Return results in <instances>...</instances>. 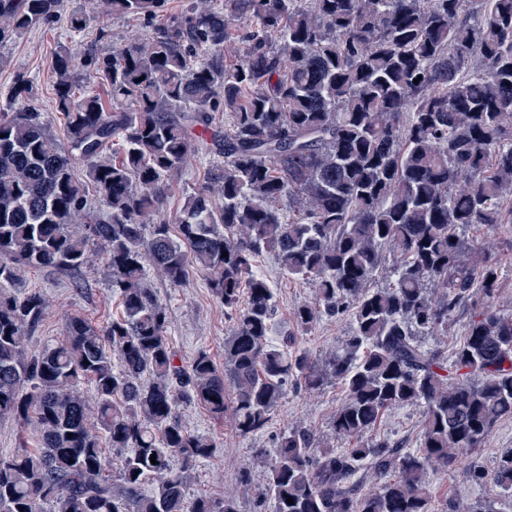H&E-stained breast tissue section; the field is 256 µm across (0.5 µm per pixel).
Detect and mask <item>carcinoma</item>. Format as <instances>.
Wrapping results in <instances>:
<instances>
[{
    "instance_id": "carcinoma-1",
    "label": "carcinoma",
    "mask_w": 512,
    "mask_h": 512,
    "mask_svg": "<svg viewBox=\"0 0 512 512\" xmlns=\"http://www.w3.org/2000/svg\"><path fill=\"white\" fill-rule=\"evenodd\" d=\"M165 3L92 5L151 22ZM64 11L65 0H0V43ZM241 18L249 25L228 64L224 42ZM52 75L66 143L29 104L22 76L0 115V418L31 422L38 436L36 448L0 456V512H238L232 499L188 497L215 445L183 427L180 408H230L236 431L257 435L288 387L315 390L327 375L347 392L332 432L354 447L281 435L259 506L432 512L428 470L448 469L512 416V317L486 307L449 368L418 339L475 286L493 293L495 268L466 263L454 228L512 222V0H189L108 55L60 48ZM99 85L108 100L89 92ZM220 112L224 165L210 178L221 203L202 187L174 236L160 201L203 152L192 132ZM94 243L121 317L98 329L73 314L63 340L28 351L49 301L19 287L25 273L78 272ZM264 251L314 288L293 311L298 329L352 311L351 336L325 365L268 344L274 294L253 271ZM189 259L224 306L246 296L222 369L205 352L179 361L167 307L146 284L152 268L180 285ZM386 264L393 283L370 288ZM431 288L442 292L433 299ZM407 404L425 412L417 449L361 441ZM364 468L378 483L357 490ZM491 481L512 496V448Z\"/></svg>"
}]
</instances>
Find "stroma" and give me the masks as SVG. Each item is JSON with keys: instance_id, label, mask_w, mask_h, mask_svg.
Wrapping results in <instances>:
<instances>
[{"instance_id": "35a3bbf8", "label": "stroma", "mask_w": 512, "mask_h": 512, "mask_svg": "<svg viewBox=\"0 0 512 512\" xmlns=\"http://www.w3.org/2000/svg\"><path fill=\"white\" fill-rule=\"evenodd\" d=\"M146 21L98 15L80 33L71 32L65 18L40 23L20 37L0 44V110L9 108L18 77L33 86V104L57 139H64V125L56 108L52 87V57L59 47L90 54H108L124 46L131 34L148 35ZM217 152L191 158L174 180L160 203V213L172 224L188 194L208 185V173L223 165ZM461 237L476 242L479 254L492 263L498 274L493 296L473 289L465 306L451 318L447 329L425 337L427 348L444 363H451L456 348L463 342L469 323L486 306L502 315H512V224H472L460 228ZM274 292L275 312L270 322L268 342L281 345L293 338L297 347L323 360L338 350L349 335L351 315L326 317L307 332H299L292 318L294 308L311 300V285L297 281L282 271L275 253L261 254L255 263ZM148 282L167 305L170 315L168 338L182 362H190L199 350H207L216 364L224 362V341L231 335L236 313L216 298L195 263H188L186 277L179 286H171L156 271H149ZM23 287L44 294L50 306L27 342L28 350L40 349L47 341L62 339L68 316L79 314L97 326L111 322L121 313L117 295L112 294L104 275L101 252H94L91 264L81 272L62 275L49 269L26 273ZM345 398L343 387L327 381L315 391L288 389L272 412L266 430L253 437H239L231 418L213 419L201 406L181 408L183 424L191 431L211 436L216 448L197 469L189 492L193 495L232 498L240 512H260L251 493L239 480V471L250 460L254 448L275 447L278 437L293 428L308 429L315 438L330 437L329 422ZM424 412L416 405L398 406L385 412L372 433L374 439H386L399 446L416 448ZM512 448V416L501 419L487 437L465 453L449 470H429L428 484L435 512H512V498L500 495L492 482H476L473 470L492 471L504 449Z\"/></svg>"}]
</instances>
